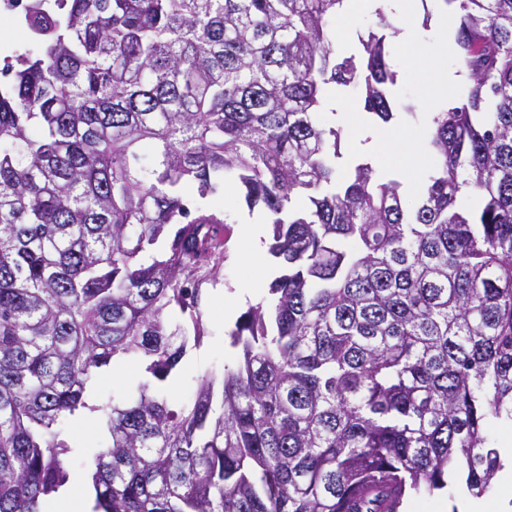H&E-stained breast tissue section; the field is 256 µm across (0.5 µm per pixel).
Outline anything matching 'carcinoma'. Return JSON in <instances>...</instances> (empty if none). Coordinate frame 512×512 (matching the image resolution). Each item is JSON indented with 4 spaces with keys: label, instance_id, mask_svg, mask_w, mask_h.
<instances>
[{
    "label": "carcinoma",
    "instance_id": "1",
    "mask_svg": "<svg viewBox=\"0 0 512 512\" xmlns=\"http://www.w3.org/2000/svg\"><path fill=\"white\" fill-rule=\"evenodd\" d=\"M460 106L423 116L402 183L347 158L331 89L396 118L383 9L337 57L350 0H30L41 45L0 70V512H42L97 413L93 512H383L503 468L512 422V0H442ZM238 181L284 273L230 330L233 368L170 407L205 336ZM304 195L309 204L295 207ZM116 360L135 395L89 403Z\"/></svg>",
    "mask_w": 512,
    "mask_h": 512
}]
</instances>
